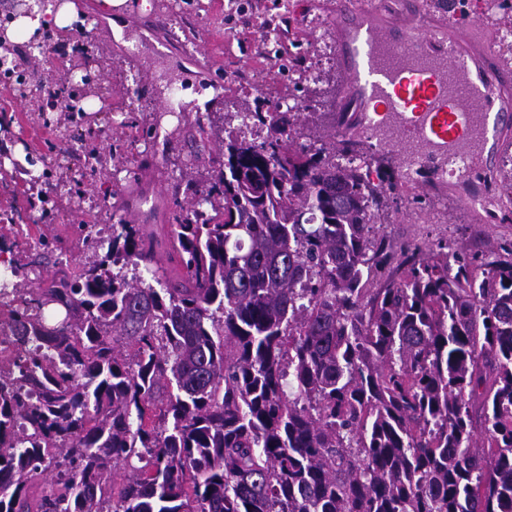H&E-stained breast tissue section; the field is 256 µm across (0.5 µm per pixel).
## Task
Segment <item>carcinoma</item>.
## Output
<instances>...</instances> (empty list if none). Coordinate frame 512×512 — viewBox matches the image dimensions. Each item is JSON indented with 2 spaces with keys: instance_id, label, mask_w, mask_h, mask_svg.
<instances>
[{
  "instance_id": "obj_1",
  "label": "carcinoma",
  "mask_w": 512,
  "mask_h": 512,
  "mask_svg": "<svg viewBox=\"0 0 512 512\" xmlns=\"http://www.w3.org/2000/svg\"><path fill=\"white\" fill-rule=\"evenodd\" d=\"M263 104L164 241L79 224L105 255L36 288L8 261L0 512H512V240L394 243L395 177Z\"/></svg>"
}]
</instances>
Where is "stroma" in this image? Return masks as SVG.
<instances>
[{"mask_svg": "<svg viewBox=\"0 0 512 512\" xmlns=\"http://www.w3.org/2000/svg\"><path fill=\"white\" fill-rule=\"evenodd\" d=\"M237 2L232 11L228 0H127L122 44L101 39L109 24L95 2L65 28L7 40L16 76L0 77V247L26 262L30 277L54 270L42 237L56 240L75 266L103 256L73 227L115 223L112 196L132 184L146 189L130 207L134 220L165 235L174 184L194 155L214 145L199 135L195 111L170 112L171 96L185 103L208 95V111L222 116L286 88L294 74L284 63L265 65L261 22L278 27L290 58L313 47L328 53L337 47V18L358 14L361 0ZM34 42L42 55H31ZM66 69L88 78L76 112L43 108L15 82L33 74L52 86ZM325 70L302 128L308 141L333 134V113L349 90L341 67ZM417 193L420 202L389 211L384 230L394 242L439 234L464 251L487 252L512 238V223H485L483 210L464 205L451 188L426 183Z\"/></svg>", "mask_w": 512, "mask_h": 512, "instance_id": "stroma-1", "label": "stroma"}]
</instances>
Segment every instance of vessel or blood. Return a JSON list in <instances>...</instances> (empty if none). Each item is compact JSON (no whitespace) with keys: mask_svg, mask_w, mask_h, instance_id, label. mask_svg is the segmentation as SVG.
<instances>
[{"mask_svg":"<svg viewBox=\"0 0 512 512\" xmlns=\"http://www.w3.org/2000/svg\"><path fill=\"white\" fill-rule=\"evenodd\" d=\"M410 10L404 0L398 17L367 13L341 40L348 98L361 100L386 144L409 148L423 164L438 154L458 166L468 202L482 190L475 176L490 130L512 126V70L471 32L402 22Z\"/></svg>","mask_w":512,"mask_h":512,"instance_id":"obj_1","label":"vessel or blood"}]
</instances>
